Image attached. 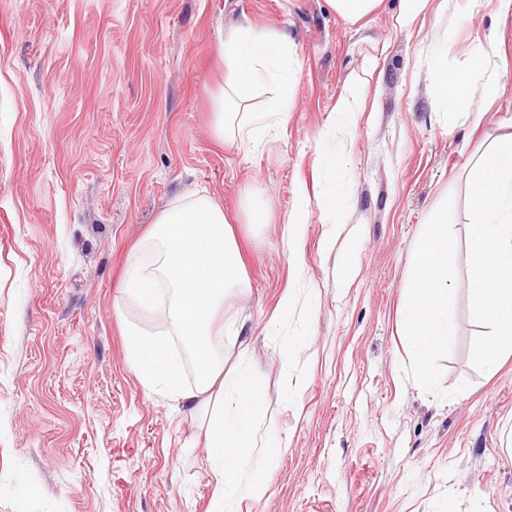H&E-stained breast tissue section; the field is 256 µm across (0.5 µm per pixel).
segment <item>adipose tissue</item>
<instances>
[{"label":"adipose tissue","mask_w":512,"mask_h":512,"mask_svg":"<svg viewBox=\"0 0 512 512\" xmlns=\"http://www.w3.org/2000/svg\"><path fill=\"white\" fill-rule=\"evenodd\" d=\"M227 70L224 88L214 100V137L232 138L251 148L260 143L271 116L285 115L295 83V52L288 34L237 30L219 43ZM488 51L477 47L467 67L451 70L437 63V97L452 112L469 111L475 99L492 100L503 87L484 76ZM270 89L266 111L249 104L257 90ZM472 208L471 263L473 303L490 333L476 346L477 357L493 365L512 355V134L502 136L488 155L469 170ZM456 215L438 207L419 232L416 269L403 312L405 334L422 383L432 379L435 354L453 334L448 319V283L455 273L448 227ZM151 263L133 256L126 290L142 305L153 306L159 288L170 290L165 324L182 336L205 371L194 387H184L181 367L163 338L127 330L130 363L143 385L170 400L193 402L210 410L209 456L219 476L221 500L238 490L241 470L252 458H266L254 425L262 409L255 379L238 370L228 374L214 360L213 345L223 335L218 314L226 289L242 285L245 271L234 230L223 207L210 194L171 206L151 229Z\"/></svg>","instance_id":"ef3b65f1"}]
</instances>
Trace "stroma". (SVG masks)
I'll list each match as a JSON object with an SVG mask.
<instances>
[{
	"mask_svg": "<svg viewBox=\"0 0 512 512\" xmlns=\"http://www.w3.org/2000/svg\"><path fill=\"white\" fill-rule=\"evenodd\" d=\"M435 3L402 27L397 0L357 22L326 0H0V512H213L206 416L147 390L123 336L162 332L169 301L126 294L133 248L204 191L246 269L215 356L257 381L273 451L233 512H512V357L474 354L467 175L512 133V14ZM236 27L287 31L298 60L292 106L253 150L212 136L218 42ZM493 32L486 70L506 93L444 111L436 61L467 66ZM371 59L363 111L336 112ZM262 203L269 223H248ZM444 203L453 334L424 386L402 310ZM286 293L298 306L268 330Z\"/></svg>",
	"mask_w": 512,
	"mask_h": 512,
	"instance_id": "obj_1",
	"label": "stroma"
}]
</instances>
